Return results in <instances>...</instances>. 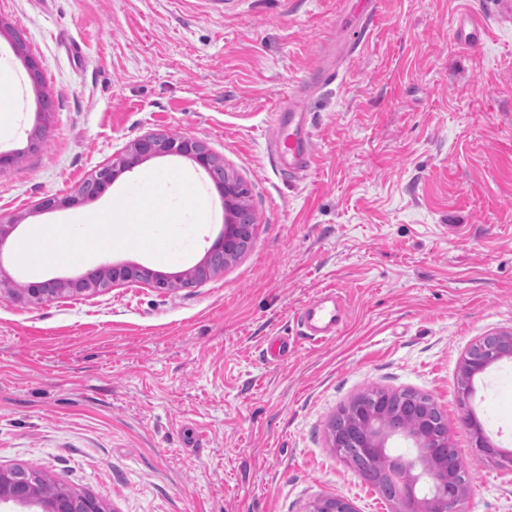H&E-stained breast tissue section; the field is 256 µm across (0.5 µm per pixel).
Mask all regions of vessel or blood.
<instances>
[{"label":"vessel or blood","mask_w":512,"mask_h":512,"mask_svg":"<svg viewBox=\"0 0 512 512\" xmlns=\"http://www.w3.org/2000/svg\"><path fill=\"white\" fill-rule=\"evenodd\" d=\"M464 20L465 27L453 30L454 41L470 49L480 47L486 33L484 20L473 14L465 15ZM268 125V148L278 170L293 178L309 172L317 161L311 114L281 108L270 113ZM297 320L306 336L317 342L336 336L345 323L343 310L332 292L320 295L303 307Z\"/></svg>","instance_id":"1"}]
</instances>
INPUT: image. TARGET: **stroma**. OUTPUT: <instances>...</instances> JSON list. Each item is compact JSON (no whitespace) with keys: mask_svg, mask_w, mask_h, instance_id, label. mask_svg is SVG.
<instances>
[{"mask_svg":"<svg viewBox=\"0 0 512 512\" xmlns=\"http://www.w3.org/2000/svg\"><path fill=\"white\" fill-rule=\"evenodd\" d=\"M470 8L487 24L474 50L448 36ZM0 18L24 33L43 79L35 90L0 34L15 93L0 217L63 222L162 168L194 177L209 212L173 260L121 249L27 271L8 240L0 264L18 283L101 264L173 274L203 258L224 206L189 158L149 159L76 196L148 133L204 143L256 217L251 248L191 288L0 299V466L38 467L107 512H303L325 494L389 512L327 427L365 390H410L436 402L469 465L465 512H512V471L483 458L471 430L512 450V359L476 376L468 400L458 379L476 340L512 330V0H0ZM321 52L347 55L334 83L318 81ZM297 94L317 162L291 181L266 122ZM72 196L71 209L38 207ZM326 289L346 322L316 345L296 313ZM272 336L293 341L287 360L264 357Z\"/></svg>","mask_w":512,"mask_h":512,"instance_id":"1","label":"stroma"}]
</instances>
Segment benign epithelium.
Wrapping results in <instances>:
<instances>
[{"label":"benign epithelium","instance_id":"obj_1","mask_svg":"<svg viewBox=\"0 0 512 512\" xmlns=\"http://www.w3.org/2000/svg\"><path fill=\"white\" fill-rule=\"evenodd\" d=\"M17 54L23 56L29 76L40 86L38 63L24 54V45L12 37ZM179 155L191 158L216 185L224 199V232L195 265L174 275H166L140 264H103L77 279L48 278L18 287V282L3 266V246L18 228L19 220L0 218V298L43 305L64 297L90 294L119 285L140 284L159 290L194 286L224 272V267L242 256L251 242L256 222L246 204L243 182L201 142L187 136L149 133L135 140L124 154L104 165L77 189L76 196L99 193L118 176L142 162L159 156ZM512 358V331L485 336L476 349L466 353L459 366L462 400L472 391V380L488 366ZM403 418L411 425H400ZM331 448L349 465L364 464L369 481L391 504V512H463L470 494L465 461L452 450L448 432L437 427L435 402L412 391L377 388L352 398L330 421ZM474 445L481 454L501 467L512 470V452L505 453L485 435L473 428ZM393 438L412 443L415 454L397 469L388 463L387 444ZM430 485L429 492H417L420 481ZM13 505L34 508L36 512H106L94 496L68 485L51 488L30 482L18 466H0V507ZM304 512H358L354 503L341 495H323L309 502Z\"/></svg>","mask_w":512,"mask_h":512}]
</instances>
